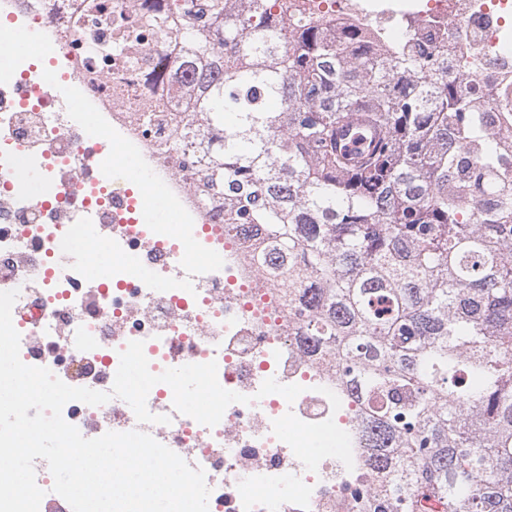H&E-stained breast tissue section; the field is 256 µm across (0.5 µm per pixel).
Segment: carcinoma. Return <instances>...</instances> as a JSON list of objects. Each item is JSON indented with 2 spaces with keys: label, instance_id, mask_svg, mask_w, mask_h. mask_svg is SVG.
Masks as SVG:
<instances>
[{
  "label": "carcinoma",
  "instance_id": "obj_1",
  "mask_svg": "<svg viewBox=\"0 0 512 512\" xmlns=\"http://www.w3.org/2000/svg\"><path fill=\"white\" fill-rule=\"evenodd\" d=\"M136 10L119 50L164 32L151 77L192 89L171 149L197 141L202 198L268 232L258 259L281 258L304 333L343 340V376L398 438L377 500L512 512V158L471 98L418 39L390 61L286 0ZM353 112L379 131L355 166L336 148Z\"/></svg>",
  "mask_w": 512,
  "mask_h": 512
}]
</instances>
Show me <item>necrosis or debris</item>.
Here are the masks:
<instances>
[{"instance_id": "4bbe7bcc", "label": "necrosis or debris", "mask_w": 512, "mask_h": 512, "mask_svg": "<svg viewBox=\"0 0 512 512\" xmlns=\"http://www.w3.org/2000/svg\"><path fill=\"white\" fill-rule=\"evenodd\" d=\"M80 0H0V44L13 46L0 65V291H18L12 321L23 363L49 369L73 387L107 392L120 353L144 344L152 373L182 364H217L220 385L251 397L234 403L213 427L177 412L173 392L154 385L147 408L169 416L142 425L127 402H68L64 419L89 439L136 429L193 468H203L212 512H369L377 479L367 413L341 376L342 344L307 338L288 303V284L254 259L266 234L247 224L227 229L221 204L202 200L197 179L174 166L170 130L145 131L142 107L170 116L184 109L180 86L153 85L149 59L104 65L94 37L78 40ZM312 16L370 30L391 54L401 22L435 28L449 81L476 94L487 128L512 154V0H294ZM38 24L49 49L35 62L17 43ZM481 67H471L472 58ZM78 88L141 152L194 220L193 235L224 260L220 270L187 276L182 243L152 232L138 187L125 179L85 175L82 152L95 139L67 114L64 98L44 95V70ZM91 219L149 270L191 278L193 289L159 292L119 273L86 280L61 250L67 230ZM302 386L294 402L258 397L267 379Z\"/></svg>"}]
</instances>
